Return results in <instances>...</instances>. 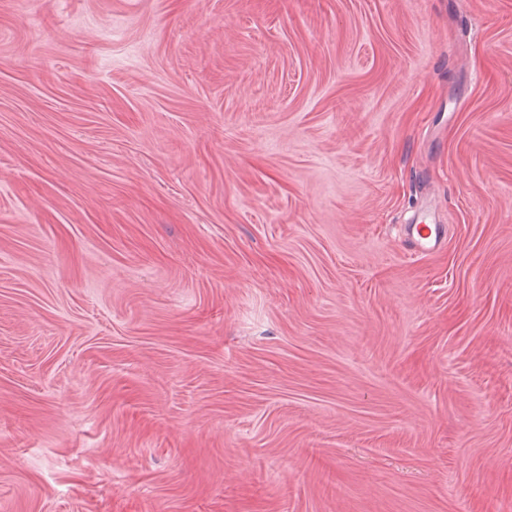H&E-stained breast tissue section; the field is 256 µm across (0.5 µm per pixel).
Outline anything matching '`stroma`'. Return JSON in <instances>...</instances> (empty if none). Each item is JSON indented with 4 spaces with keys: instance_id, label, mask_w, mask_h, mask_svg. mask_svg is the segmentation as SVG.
<instances>
[{
    "instance_id": "stroma-1",
    "label": "stroma",
    "mask_w": 512,
    "mask_h": 512,
    "mask_svg": "<svg viewBox=\"0 0 512 512\" xmlns=\"http://www.w3.org/2000/svg\"><path fill=\"white\" fill-rule=\"evenodd\" d=\"M0 512H512V0H0ZM408 236L416 248L415 253H429L441 242L436 232L433 236L429 224H408Z\"/></svg>"
}]
</instances>
